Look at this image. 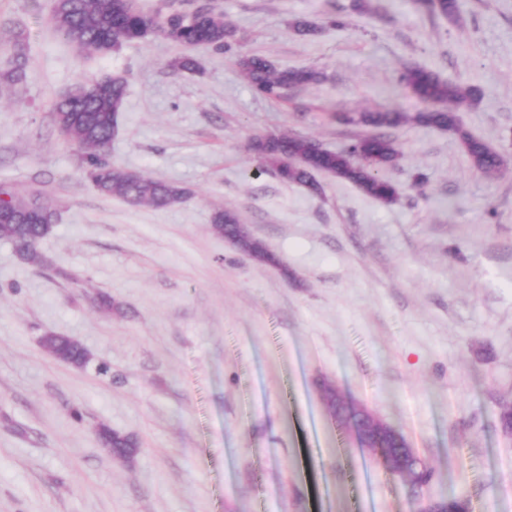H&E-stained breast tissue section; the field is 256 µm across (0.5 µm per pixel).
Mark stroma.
Segmentation results:
<instances>
[{
  "label": "stroma",
  "mask_w": 512,
  "mask_h": 512,
  "mask_svg": "<svg viewBox=\"0 0 512 512\" xmlns=\"http://www.w3.org/2000/svg\"><path fill=\"white\" fill-rule=\"evenodd\" d=\"M223 11L240 52L311 67L323 82L271 102L233 56L151 37L102 56L55 29L52 0H0L27 47L0 88V183L55 214L38 258L0 240V512H421L450 496L512 512V0H461L458 20L415 0H182ZM341 15L345 28L328 24ZM317 26L297 35L292 24ZM424 66L481 95L463 130L502 157L471 166L457 135L407 122L383 204L320 176L322 193L253 173L255 139L308 137L340 151L371 135L362 113L418 103L398 86ZM127 91L107 156L189 186L185 203L133 206L97 190L52 103L84 79ZM355 116L336 122L339 113ZM235 210L278 262L212 230ZM112 297L116 308H99ZM68 336L74 367L41 346ZM398 430L431 470L421 495L342 428L322 382ZM134 436L128 460L99 424ZM42 346L56 359L72 366L81 367L88 362L87 350L70 337L50 334L43 337Z\"/></svg>",
  "instance_id": "35a3bbf8"
}]
</instances>
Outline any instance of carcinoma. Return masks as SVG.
<instances>
[{"mask_svg":"<svg viewBox=\"0 0 512 512\" xmlns=\"http://www.w3.org/2000/svg\"><path fill=\"white\" fill-rule=\"evenodd\" d=\"M420 7L448 17L458 16L460 10L459 0H420ZM53 24L59 33L100 55L115 53L127 43L152 36L186 48L201 46L217 53H235L254 93L268 100H281L288 91L321 80V74L311 68L279 69L263 55L236 53L235 31L215 7H199L187 13L179 9L176 0H166L154 12L147 13L136 0H57ZM25 64L26 54L19 47L10 67L0 73V83L20 82ZM398 83L424 105L414 116H408L397 105L365 113L358 120L380 129V133L359 138L342 151L325 149L301 136L259 138L252 144L255 174H270L283 184L304 186L313 192L321 191L317 176L330 175L357 185L377 201L393 204L399 199V190L382 171L397 163L400 149L388 130L411 119L457 134L461 150L483 175L492 177L499 171V154L464 131L456 114V109L478 99L479 89L444 80L426 67L404 69ZM126 88V79L121 75H104L78 83L52 106L60 135L65 141L89 150L87 175L100 192L120 196L135 206L154 208L187 201L190 189L128 171L107 159ZM336 120L347 124L358 121L346 113L336 115ZM0 193L6 195L0 199V208L8 210V219L0 223V239L11 243L20 258H35L38 243L51 232L53 213L35 197L19 199L5 186L0 187ZM212 221L219 236L237 239L240 234L249 233L231 209H217ZM42 346L56 359L72 366L87 363V350L70 337L50 334L43 337ZM323 396L333 415L343 423L357 422L353 408L336 403V397L327 391ZM97 435L101 444L118 457L130 456L138 450L136 439L106 424L99 425Z\"/></svg>","mask_w":512,"mask_h":512,"instance_id":"1","label":"carcinoma"}]
</instances>
